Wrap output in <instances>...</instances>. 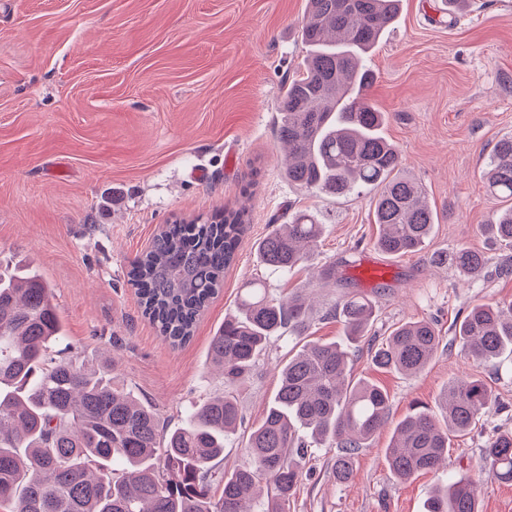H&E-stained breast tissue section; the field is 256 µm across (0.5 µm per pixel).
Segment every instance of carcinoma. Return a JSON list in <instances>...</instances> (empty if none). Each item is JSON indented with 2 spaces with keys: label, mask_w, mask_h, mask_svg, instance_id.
I'll return each mask as SVG.
<instances>
[{
  "label": "carcinoma",
  "mask_w": 512,
  "mask_h": 512,
  "mask_svg": "<svg viewBox=\"0 0 512 512\" xmlns=\"http://www.w3.org/2000/svg\"><path fill=\"white\" fill-rule=\"evenodd\" d=\"M401 0H306L300 38L303 64L284 84L276 134L285 146L288 182L335 197L378 189L376 246L390 255L421 252L437 213L423 185L401 174L399 151L382 129L386 113L370 102L376 81L367 64L395 21ZM490 193L512 201V136L494 147L487 171ZM250 217L224 209L203 224L175 221L159 229L131 262L128 282L142 314L173 347L193 336L199 317L224 283ZM496 244H512V206L481 225ZM322 225L305 211L272 220L255 245L260 263L286 275L314 255ZM454 266L476 276L485 252L462 248ZM342 318L346 339L365 337L372 301L354 294L329 309ZM311 319L305 299L278 300L264 282L243 289L235 312L209 343V360L224 393L188 412L185 423L164 428L154 408L112 385L105 370H88L65 352L71 344L37 273L0 270V504L11 512H289L309 448H337L336 482L352 477L358 450L381 429L389 396L353 375L351 352L340 342H311L288 358L279 389L245 443L251 464L225 472L215 460L241 422L234 389L253 370L273 338L303 336ZM456 336L477 360L491 365L512 351V304H475ZM440 345L435 324L410 320L394 327L371 352L374 367L421 374ZM443 421L417 406L396 426L386 448L392 477L407 481L439 469L452 436L471 432L496 409L486 381L452 382L441 397ZM482 468L470 478L437 485L425 512H480L484 481H512V432L490 434ZM222 483L214 501L208 488Z\"/></svg>",
  "instance_id": "obj_1"
}]
</instances>
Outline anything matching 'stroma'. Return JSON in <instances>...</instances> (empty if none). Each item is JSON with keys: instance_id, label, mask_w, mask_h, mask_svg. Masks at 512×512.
<instances>
[{"instance_id": "stroma-1", "label": "stroma", "mask_w": 512, "mask_h": 512, "mask_svg": "<svg viewBox=\"0 0 512 512\" xmlns=\"http://www.w3.org/2000/svg\"><path fill=\"white\" fill-rule=\"evenodd\" d=\"M304 11L305 0H0V266L39 271L80 362L112 357L113 381L170 427L223 392L207 349L245 281L306 298V336L272 341L235 391L244 421L224 445L227 470L248 465L246 437L282 363L305 342L343 340L329 308L348 293L368 296L374 317L351 347L352 370L387 391V421L347 483L331 473L332 449L301 459L290 512H424L435 483L474 473L487 436L512 432V355L480 364L455 334L474 304L512 302V248L487 249L478 231L506 206L483 175L496 142L512 135V0H467L458 11L447 0H402L368 60L384 134L438 214L426 248L399 256L375 246L374 190L336 199L281 175L277 106L305 55ZM241 206L251 224L237 260L193 339L171 347L141 312L130 264L161 225ZM288 208L315 212L325 230L314 260L283 277L253 244ZM462 247L487 250L481 275L447 262ZM375 256L389 269L379 282L360 274ZM324 265L335 281L321 280ZM422 318L441 336L427 368L415 377L374 368L372 345ZM465 374L488 383L496 413L451 442L439 471L395 481L385 460L394 426L412 402L439 410Z\"/></svg>"}]
</instances>
